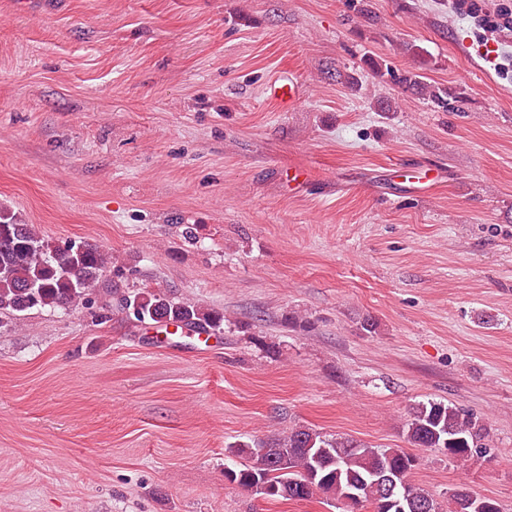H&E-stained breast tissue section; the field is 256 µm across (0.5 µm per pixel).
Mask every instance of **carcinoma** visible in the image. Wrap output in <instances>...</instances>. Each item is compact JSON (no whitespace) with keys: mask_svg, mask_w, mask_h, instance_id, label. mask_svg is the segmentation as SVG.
<instances>
[{"mask_svg":"<svg viewBox=\"0 0 512 512\" xmlns=\"http://www.w3.org/2000/svg\"><path fill=\"white\" fill-rule=\"evenodd\" d=\"M399 87L423 94L433 105L448 110V92L428 84L413 71H386ZM120 271L112 254L86 241L63 244L44 238L16 213L0 208V325L3 318L19 320L46 307L96 303L102 314L125 312L140 324L223 330L224 312L147 288L118 291L107 278ZM407 442L415 448H434L448 461L458 452L475 457L487 452L486 433L478 418L453 404L429 400L412 408L405 423ZM239 459L224 478L269 500L308 501L322 496L342 512H357L362 504L374 512H412L408 504L423 502L426 512H503L492 499L465 488L438 499L411 480L418 457L403 448H378L308 427H295L267 443L241 442L228 447ZM403 477L406 486L393 496L375 483Z\"/></svg>","mask_w":512,"mask_h":512,"instance_id":"1","label":"carcinoma"}]
</instances>
